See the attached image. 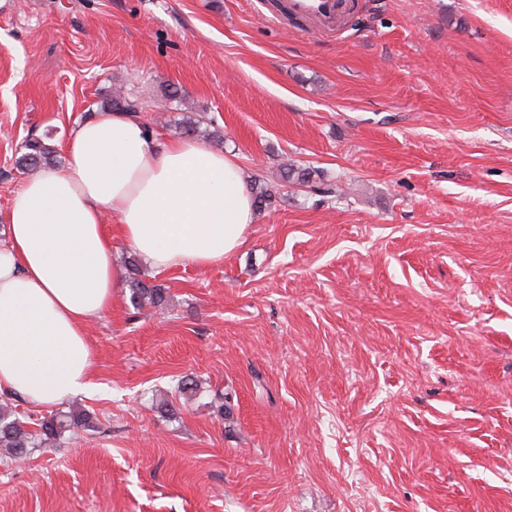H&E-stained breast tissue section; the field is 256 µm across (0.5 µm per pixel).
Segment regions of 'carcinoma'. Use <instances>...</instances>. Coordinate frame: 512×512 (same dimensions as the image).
Returning a JSON list of instances; mask_svg holds the SVG:
<instances>
[{"label":"carcinoma","instance_id":"carcinoma-1","mask_svg":"<svg viewBox=\"0 0 512 512\" xmlns=\"http://www.w3.org/2000/svg\"><path fill=\"white\" fill-rule=\"evenodd\" d=\"M112 105L117 110L132 113L144 109L143 99L121 92L112 98ZM23 149L24 152L16 160L18 169L32 173L56 166L54 150L40 139L26 140ZM124 277L130 284V302L134 307H162L167 303L165 290L150 283V278L138 259H125ZM74 429L95 430V417L81 407L71 406L66 411L38 418L30 426L17 416L9 400L0 402V450L11 458L19 459L31 454L36 448L56 443L65 433Z\"/></svg>","mask_w":512,"mask_h":512}]
</instances>
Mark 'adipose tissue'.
<instances>
[{"mask_svg":"<svg viewBox=\"0 0 512 512\" xmlns=\"http://www.w3.org/2000/svg\"><path fill=\"white\" fill-rule=\"evenodd\" d=\"M64 169L27 178L0 230V391L41 405L89 393L85 326L107 312L120 270L106 223L149 268H207L254 219L235 154L160 141L131 112L77 124Z\"/></svg>","mask_w":512,"mask_h":512,"instance_id":"adipose-tissue-1","label":"adipose tissue"}]
</instances>
